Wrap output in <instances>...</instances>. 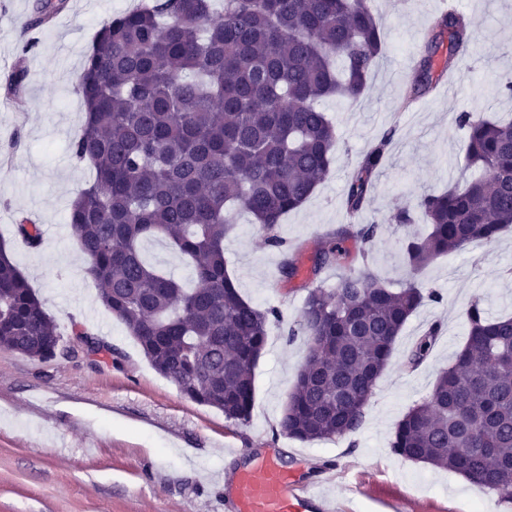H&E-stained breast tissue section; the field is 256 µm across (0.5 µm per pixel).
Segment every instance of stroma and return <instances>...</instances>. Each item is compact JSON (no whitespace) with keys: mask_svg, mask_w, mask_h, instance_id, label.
<instances>
[{"mask_svg":"<svg viewBox=\"0 0 512 512\" xmlns=\"http://www.w3.org/2000/svg\"><path fill=\"white\" fill-rule=\"evenodd\" d=\"M137 2L67 0L34 29L37 0H0V239L61 332L57 355L47 362L0 349V512H225L233 476L270 455L308 482L333 475L326 490L339 497L341 512H474L480 497L489 512H512V504L463 476L391 449L398 422L463 348L470 303L480 301L493 317L512 315V230L426 267L421 279L439 301L425 302L408 320L358 432L332 441L301 442L279 432L304 354L303 341H289L288 329L307 291L281 281L282 254L265 243L249 215L238 216L224 241L228 270L244 299L277 307L280 320L255 368L246 424L228 425L221 411L186 398L102 306L68 223L71 200L94 178L89 164L69 152L83 120L74 79L101 23ZM369 5L381 28L382 57L357 101L320 102L338 137L330 170L307 202L284 216L278 233L303 256L318 250L329 229L348 221L341 198L353 169L384 131L395 129L358 218L381 225L368 266L394 287L407 274L402 239L425 230L419 220L396 223L395 214L472 176L457 113L512 115V99L494 87L512 78V0H456L475 34L468 71L440 80L407 108L408 71L444 0ZM20 68L27 77L16 85L12 76ZM20 212L40 225L38 248L15 237ZM434 322L442 333L428 359L406 370L405 354ZM80 330L111 354L89 358Z\"/></svg>","mask_w":512,"mask_h":512,"instance_id":"stroma-1","label":"stroma"}]
</instances>
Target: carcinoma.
I'll return each instance as SVG.
<instances>
[{
	"mask_svg": "<svg viewBox=\"0 0 512 512\" xmlns=\"http://www.w3.org/2000/svg\"><path fill=\"white\" fill-rule=\"evenodd\" d=\"M41 0L32 26L65 8ZM474 40L467 18L437 17L405 103L434 87ZM383 52L367 0H148L105 20L79 76L85 116L70 142L94 179L73 198L69 224L102 304L134 337L152 367L192 401L238 425L250 419L254 371L275 307L245 300L230 275L224 238L235 213H250L267 245L283 250V215L302 206L328 172L335 126L318 103L357 99ZM465 161L477 175L427 193L415 211L430 224L402 242L410 277L398 289L366 266H350L330 289L321 274L341 261H366L379 225L342 224L326 235L308 268L300 319L288 340L305 338L297 379L279 432L302 442L355 434L394 344L412 314L438 293L419 272L434 259L512 228V122L460 112ZM394 131L364 154L344 191L355 218L385 164ZM17 235L41 244L38 225L16 216ZM160 237L189 259L194 287L144 259L143 241ZM0 244V348L40 361L56 357L60 332ZM300 252L280 268L291 283ZM464 348L441 370L428 396L409 408L391 442L407 460L465 476L512 503V316L492 318L480 301L467 310ZM434 323L407 352L405 367L428 357Z\"/></svg>",
	"mask_w": 512,
	"mask_h": 512,
	"instance_id": "carcinoma-1",
	"label": "carcinoma"
}]
</instances>
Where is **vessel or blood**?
Returning <instances> with one entry per match:
<instances>
[{
	"label": "vessel or blood",
	"instance_id": "b4317fda",
	"mask_svg": "<svg viewBox=\"0 0 512 512\" xmlns=\"http://www.w3.org/2000/svg\"><path fill=\"white\" fill-rule=\"evenodd\" d=\"M238 493L229 512H334L315 483L286 471L278 459L267 458L234 478Z\"/></svg>",
	"mask_w": 512,
	"mask_h": 512
}]
</instances>
